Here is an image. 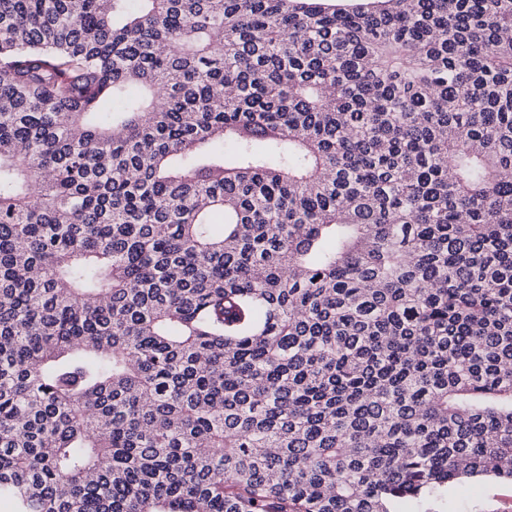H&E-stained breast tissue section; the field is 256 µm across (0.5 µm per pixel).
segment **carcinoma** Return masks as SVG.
Returning <instances> with one entry per match:
<instances>
[{
    "label": "carcinoma",
    "mask_w": 512,
    "mask_h": 512,
    "mask_svg": "<svg viewBox=\"0 0 512 512\" xmlns=\"http://www.w3.org/2000/svg\"><path fill=\"white\" fill-rule=\"evenodd\" d=\"M483 478L512 0H0V504L433 512Z\"/></svg>",
    "instance_id": "1"
}]
</instances>
